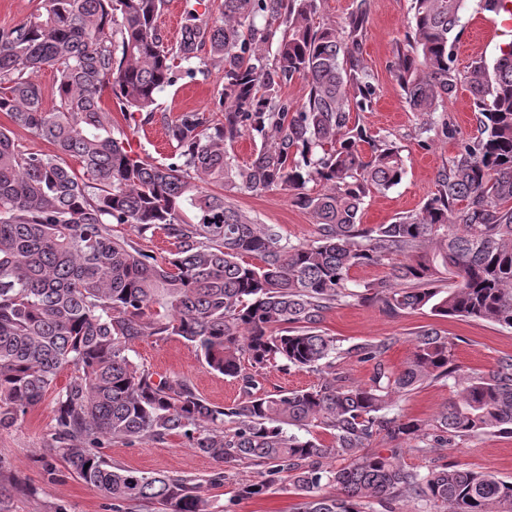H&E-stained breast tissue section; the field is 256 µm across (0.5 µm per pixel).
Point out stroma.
<instances>
[{"label":"stroma","mask_w":512,"mask_h":512,"mask_svg":"<svg viewBox=\"0 0 512 512\" xmlns=\"http://www.w3.org/2000/svg\"><path fill=\"white\" fill-rule=\"evenodd\" d=\"M368 22L359 56L371 72L377 88L372 111L353 113L352 119L369 134L394 142L401 149L405 174L389 190L368 197L362 222L388 224L397 217L418 211L432 195L437 175L446 167L461 144L476 132L470 95L458 90L434 115L431 130H423L417 113L411 112L392 69L396 49L410 34L411 0H365ZM463 30L455 43L454 59L463 70L475 59L493 62L499 49L512 41V27L503 26L501 17L483 11L480 0H466L462 13ZM219 73L181 80L166 88L158 99L160 111L175 117L191 110L205 109L220 89ZM116 126L125 130L133 150L141 156L161 161L174 147L161 123L126 127L120 112H113ZM230 202L264 224L276 226L291 240L313 241L318 230L309 214L298 209L288 191L273 189L253 194L227 191ZM435 324L453 343L456 362L467 369L486 370L497 359L512 355V329L462 317L433 318L429 312L390 316L372 303L336 306L320 325L328 335L353 345L391 339L383 361L391 369L403 367L413 349L419 327ZM129 358L149 368L158 378L178 379L210 402L223 405L241 397L237 380L208 370L195 347L178 336L145 338L131 343ZM70 370H61L43 401L17 425L0 429V512H112L110 502L98 490L77 478L62 457L41 462L42 449L54 447L55 399L57 389L70 379ZM454 390L444 381H435L414 391L396 406L397 413L423 420L433 419L453 398ZM105 456L113 463L154 474L207 478L218 464L209 456L190 448L177 434L164 440H145L129 446L107 444ZM407 468L425 470L454 464L483 471L512 481V437L479 435L449 448L427 452L406 451L402 458Z\"/></svg>","instance_id":"stroma-1"}]
</instances>
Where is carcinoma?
<instances>
[{"label": "carcinoma", "mask_w": 512, "mask_h": 512, "mask_svg": "<svg viewBox=\"0 0 512 512\" xmlns=\"http://www.w3.org/2000/svg\"><path fill=\"white\" fill-rule=\"evenodd\" d=\"M464 2L413 0L411 40L397 48L395 70L410 110L429 118L465 87L477 135L418 212L371 227L361 224L365 198L400 183L405 168L398 147L351 123L376 99L356 55L365 0L343 36L314 25L319 0H223L216 15L211 0H183L170 48L156 24L165 0H42L0 28V112L12 123L0 126V429L23 420L70 367L56 398L58 452L112 500V512L146 500L160 512H234V499L217 508L199 483L100 453L114 440L175 433L224 464L209 486L249 464L257 479L237 496L286 483L296 512H396L401 501L415 512H512V482L458 465L409 469L404 449L370 448L381 434L418 451L512 435V355L466 373L429 324L395 372L383 362L391 339L345 348L319 329L330 309L351 302L512 328V42L493 65L476 60L458 72L452 48ZM480 5L512 17V0ZM44 68L56 73L50 109L31 78ZM214 70L223 79L217 111L157 113L162 91ZM297 79L307 91L295 104L282 90ZM107 87L125 121L160 118L176 148L168 161L154 164L115 137L102 107ZM17 129L52 151L23 149ZM245 135L255 149L239 165L234 146ZM311 182L321 190L308 192ZM226 185L292 192L318 224L317 240L292 242L257 223L224 200ZM114 224L159 226L176 252L160 262L113 234ZM359 266L389 271L361 286L350 277ZM447 279L455 286L440 287ZM152 336L191 343L207 368L241 381L245 398L220 406L184 382L154 380L126 355L130 342ZM352 357L373 364L369 382L337 371ZM278 360L320 382L261 391ZM437 380L452 382L456 396L436 418L393 412L396 398Z\"/></svg>", "instance_id": "obj_1"}]
</instances>
